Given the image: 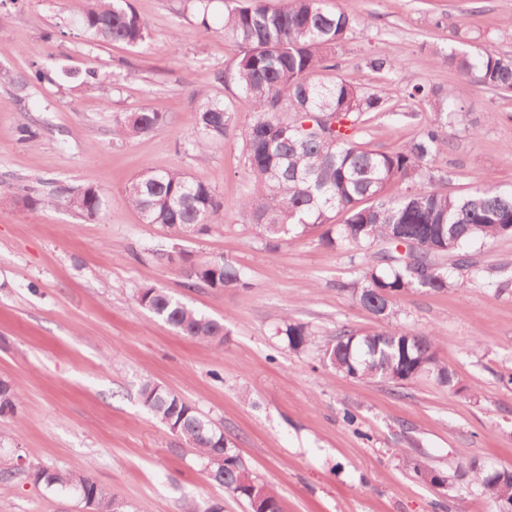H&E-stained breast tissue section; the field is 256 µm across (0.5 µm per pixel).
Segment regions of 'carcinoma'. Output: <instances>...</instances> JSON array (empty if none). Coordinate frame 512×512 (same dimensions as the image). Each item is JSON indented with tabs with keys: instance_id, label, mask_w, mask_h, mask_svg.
I'll list each match as a JSON object with an SVG mask.
<instances>
[{
	"instance_id": "cac0c4a2",
	"label": "carcinoma",
	"mask_w": 512,
	"mask_h": 512,
	"mask_svg": "<svg viewBox=\"0 0 512 512\" xmlns=\"http://www.w3.org/2000/svg\"><path fill=\"white\" fill-rule=\"evenodd\" d=\"M81 24L89 37L103 43L137 47L150 38L148 23L130 0H81ZM360 25L344 8L328 0H224L220 30L233 40L240 55L230 74L238 91L251 98L255 110L241 132V174L253 190L241 204L261 236L272 242L296 237L325 225L323 244L332 249L381 248L362 257L358 276L343 285L351 298L376 319L394 311L395 297L408 290L442 291L453 286L447 258L466 267L475 283L490 285L483 268L462 250L497 237L512 235V192L493 184L456 196L442 187L434 164L445 144L448 100L439 90L416 84L408 97L429 101L436 122L392 152L372 150L358 140L364 117L383 112L386 102L352 79L324 80L336 48ZM448 67L468 83L495 92L512 91V56L489 50L448 51ZM49 76L35 69L12 76L20 87ZM194 123L197 139L188 142L202 159L211 143L222 142L233 130L228 105L200 91ZM167 122V115L150 109L115 119L112 135L127 139L146 134ZM393 183L403 190L392 195ZM53 193L87 219L101 216V189L88 183ZM128 205L146 224H159L172 239L210 231L224 214V201L208 182L173 170L146 167L125 187ZM50 197L22 196L0 190V209L23 204L35 211ZM342 216L338 223L334 218ZM155 259L186 270L195 285L216 290L249 287L246 273L229 258L196 260L181 249L157 251ZM137 302L177 334L215 347L224 343V323L199 314L186 303L154 286L139 289ZM282 333L289 346L304 351L313 333L308 325L283 318ZM437 339L428 333L388 329H342L321 354L322 363L339 374L381 379L396 385L413 381L429 370L437 381L454 390V374L439 363ZM140 398L151 416L194 448L208 480L244 500L249 512H281L277 494L246 467L224 432L172 390L145 379ZM19 394L0 379V415L15 412ZM417 476L432 485L448 477L425 465L414 466ZM474 485L497 512H512V477L507 471L472 467ZM48 489L71 491L95 512H111L115 495L89 476L33 466L28 473Z\"/></svg>"
}]
</instances>
